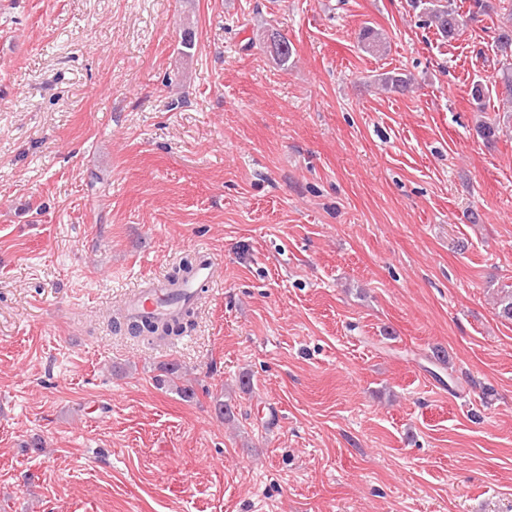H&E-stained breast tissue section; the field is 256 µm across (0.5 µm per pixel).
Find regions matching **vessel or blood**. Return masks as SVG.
<instances>
[{"instance_id": "obj_1", "label": "vessel or blood", "mask_w": 512, "mask_h": 512, "mask_svg": "<svg viewBox=\"0 0 512 512\" xmlns=\"http://www.w3.org/2000/svg\"><path fill=\"white\" fill-rule=\"evenodd\" d=\"M216 261L209 255H202L189 279L170 291L165 284L152 280L141 282L127 297L126 310L134 317H165L179 307L194 302L200 288L212 286L215 281Z\"/></svg>"}]
</instances>
